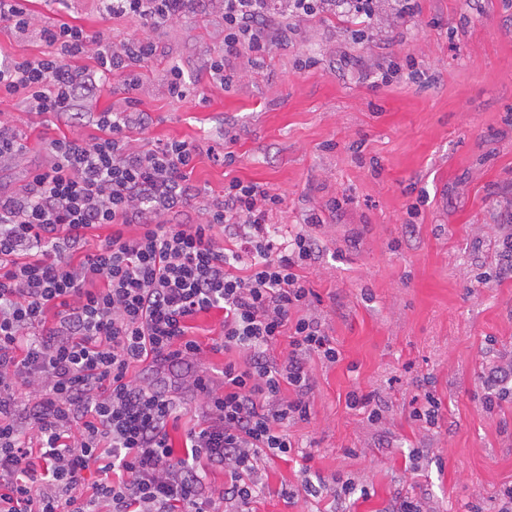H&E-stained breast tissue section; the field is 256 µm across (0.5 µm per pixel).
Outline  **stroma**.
<instances>
[{
	"mask_svg": "<svg viewBox=\"0 0 512 512\" xmlns=\"http://www.w3.org/2000/svg\"><path fill=\"white\" fill-rule=\"evenodd\" d=\"M399 17L376 0L364 43L351 40L347 17L326 12L299 23L263 68L223 57L224 13L217 0L170 19L154 34L156 53L138 68L135 93L151 117L130 137L145 148L186 140L199 147L191 180L203 200L240 179L267 185L283 203L271 222L279 239L302 232L319 253L305 270L320 300L309 313L340 353L311 359L310 419L290 425L310 453L309 472L278 458L259 462L262 494L250 512H395L406 498L425 512H496L512 485V397L484 404L491 368L512 361V277L498 274L512 210V0H418ZM36 24L0 28V59L45 51L41 27L67 22L114 42L139 35L136 24L109 19L102 0H34ZM414 56L421 75L374 86L373 61ZM223 58L227 83L206 68ZM316 66L302 67L306 58ZM185 97L168 92L173 71ZM122 78L107 83L82 119L27 111L0 97V124L13 126L29 152L0 171L17 189L47 166L49 140L97 136V112L126 107ZM233 152L234 161L224 159ZM340 200L330 211L331 200ZM318 213L322 224L307 223ZM218 312L198 315L195 339L207 347L212 387L236 352H211ZM185 367L134 368L137 381L178 392L183 410L174 442L197 422L202 396L181 387ZM372 395L383 418L370 424L350 392ZM433 394L436 423L411 418L412 398ZM317 492L292 496L304 480ZM356 492L337 500L334 485ZM368 487L360 496L359 487Z\"/></svg>",
	"mask_w": 512,
	"mask_h": 512,
	"instance_id": "1",
	"label": "stroma"
}]
</instances>
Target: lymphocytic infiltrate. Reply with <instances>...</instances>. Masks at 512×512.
I'll return each instance as SVG.
<instances>
[{
  "instance_id": "obj_1",
  "label": "lymphocytic infiltrate",
  "mask_w": 512,
  "mask_h": 512,
  "mask_svg": "<svg viewBox=\"0 0 512 512\" xmlns=\"http://www.w3.org/2000/svg\"><path fill=\"white\" fill-rule=\"evenodd\" d=\"M327 2L290 0L284 20L267 0H224L225 56L261 66L295 35L290 18L316 17ZM198 3L106 0L107 17L138 23L142 36L116 44L62 23L42 29L41 56L0 60V94L42 115L78 118L115 75L128 92L125 110L98 113L99 137L51 140V163L22 192L0 191V512H246L260 456H290L288 427L310 416V358L339 360L308 313L312 238L282 243L268 226L281 197L236 179L200 204L195 145L142 149L128 136L150 122L133 93L135 67L154 56L151 32ZM89 53L96 68L77 66ZM196 208L200 221L181 222ZM104 226L103 246L84 253L88 232ZM211 311L224 315L214 350L241 360L225 364L220 391L190 376L205 404L179 452L169 433L179 403L132 371L200 363L190 322ZM283 336L288 349L271 360ZM211 466L230 477L215 498L205 493Z\"/></svg>"
}]
</instances>
